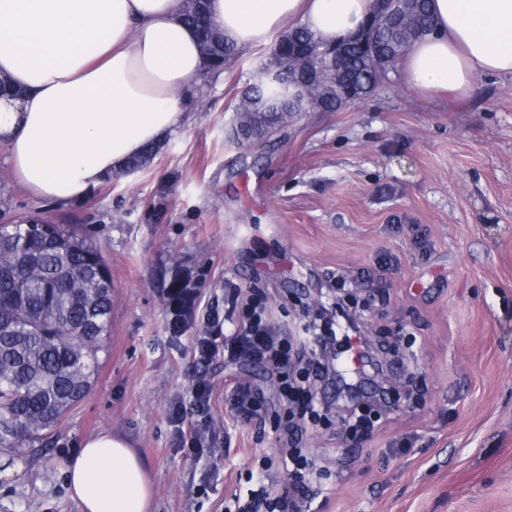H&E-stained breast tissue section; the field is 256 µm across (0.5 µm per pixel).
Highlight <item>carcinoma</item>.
<instances>
[{
    "label": "carcinoma",
    "mask_w": 512,
    "mask_h": 512,
    "mask_svg": "<svg viewBox=\"0 0 512 512\" xmlns=\"http://www.w3.org/2000/svg\"><path fill=\"white\" fill-rule=\"evenodd\" d=\"M402 22L374 10L376 45L348 50L350 70L340 76L307 48L326 44L298 25L282 33L266 71L275 75L263 91L245 96L240 144L262 140L295 112H335L356 104L339 96L344 82L375 92L411 45L431 31L428 0H397ZM206 0H184L183 20L200 36V78L209 81L241 57L213 24L201 26ZM312 74L309 93L299 92ZM169 328L177 336L190 324L198 285L176 275L168 283ZM112 320V272L97 244L76 224H0V448H33L88 395L98 376Z\"/></svg>",
    "instance_id": "carcinoma-1"
}]
</instances>
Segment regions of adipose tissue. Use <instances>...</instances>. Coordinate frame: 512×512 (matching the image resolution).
Masks as SVG:
<instances>
[{
  "label": "adipose tissue",
  "instance_id": "1",
  "mask_svg": "<svg viewBox=\"0 0 512 512\" xmlns=\"http://www.w3.org/2000/svg\"><path fill=\"white\" fill-rule=\"evenodd\" d=\"M374 0H209L229 42L248 49L301 21L335 43ZM433 31L400 62L420 96L463 102L480 77L512 76V0H429ZM202 68L180 0H0V146L15 181L64 203L128 171L145 148L182 129L184 89ZM79 512H152L145 463L123 435L88 437L66 469Z\"/></svg>",
  "mask_w": 512,
  "mask_h": 512
}]
</instances>
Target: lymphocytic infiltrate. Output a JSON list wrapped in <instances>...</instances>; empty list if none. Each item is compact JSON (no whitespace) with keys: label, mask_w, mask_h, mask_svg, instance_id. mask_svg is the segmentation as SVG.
Wrapping results in <instances>:
<instances>
[{"label":"lymphocytic infiltrate","mask_w":512,"mask_h":512,"mask_svg":"<svg viewBox=\"0 0 512 512\" xmlns=\"http://www.w3.org/2000/svg\"><path fill=\"white\" fill-rule=\"evenodd\" d=\"M332 282L337 291L347 292V299L318 308L309 320L288 330L272 324L268 295L249 290L237 296L239 330L228 353L265 365L278 393L280 457H262L258 475L263 479L279 465L288 480L277 489L262 483L246 501L236 502L235 512H311L331 472L307 448L308 429L337 428L356 447L370 439L390 413L417 401L421 388L410 370L415 338L402 335L396 342L383 341L372 348L356 325H348L344 334L336 332L337 318L387 302L389 293L375 287L366 272H340ZM340 339L352 345L358 369L356 381L337 385V396L347 403L336 407L319 391L329 373L327 353Z\"/></svg>","instance_id":"lymphocytic-infiltrate-1"}]
</instances>
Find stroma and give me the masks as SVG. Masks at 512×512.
<instances>
[{"label":"stroma","instance_id":"35a3bbf8","mask_svg":"<svg viewBox=\"0 0 512 512\" xmlns=\"http://www.w3.org/2000/svg\"><path fill=\"white\" fill-rule=\"evenodd\" d=\"M270 51L245 50L148 169L84 199L28 193L0 147V224L79 225L112 270L99 376L42 453L11 451L19 469L0 475V512H79L65 471L99 431L143 455L153 512H225L234 493L256 488L254 458L278 454L275 388L257 364L197 362L201 318L173 336L172 274L198 280L197 309H216L228 338L239 328L233 290L266 291L283 326L301 319L289 298L312 302L328 273L388 258L398 261L384 273L391 300L359 323L367 337L381 324L416 336L426 393L392 413L362 456L340 452L332 431L309 433L334 474L322 512H512V76L480 79L478 94L450 105L417 95L396 70L355 106L296 114L270 141L241 146L235 107ZM201 377L213 387L210 432L192 456L170 414L192 403ZM237 381L262 392L261 417L231 415ZM403 435L411 452L387 455Z\"/></svg>","mask_w":512,"mask_h":512}]
</instances>
